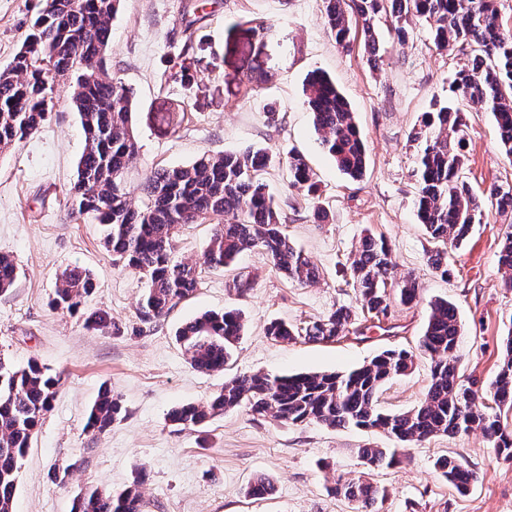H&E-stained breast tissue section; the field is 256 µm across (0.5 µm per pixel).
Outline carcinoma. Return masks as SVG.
Here are the masks:
<instances>
[{"mask_svg":"<svg viewBox=\"0 0 512 512\" xmlns=\"http://www.w3.org/2000/svg\"><path fill=\"white\" fill-rule=\"evenodd\" d=\"M36 19V32L0 70V153L38 131L51 107L47 103L48 76L43 61L68 74L73 82L72 102L85 137L77 165V180L70 190L71 210L106 226L103 243L116 264L134 271L144 281L138 302V319L155 326L180 301L200 285L201 268L222 269L253 248L263 249L274 268L288 279L308 285L319 278L310 256L284 233L287 216L262 180L274 161L266 149H246L202 157L189 165L155 167L144 178L141 204L132 203L125 174L138 147L132 120L133 93L118 79L92 78L88 62L96 46L111 42L112 20L120 0H44ZM327 30L336 46L349 47L353 27H361L364 51L373 65L381 62L376 21L390 19L388 34L403 46L411 38L412 24L426 23L439 50L450 44L469 51V64L456 72L448 93L451 99L433 105L415 128L411 139L419 147L416 170L418 192L415 207L419 221L440 248L427 254V263L443 277L448 249L459 247L482 218L485 201L496 210L512 212V189L492 186L482 197L463 180L466 139L462 113L452 98L462 96L492 113L502 150L512 160V34L503 29L497 0H322ZM196 49L193 22L183 29L185 56ZM305 96L313 114L319 144L338 170L356 181L366 170L367 151L355 122L351 103L323 71L311 73ZM161 130L177 134L190 120L186 108H167L154 115ZM279 161L288 168L290 186L311 200L319 198V186L305 157L290 151ZM215 225L202 263L174 259L176 236L187 224ZM498 264L512 271V231L500 240ZM352 288L361 310L373 317L387 316V293L393 268L390 249L382 239L364 238L349 265ZM19 277L14 258L0 253V293L12 288ZM96 290L90 271L64 270L51 298L54 309L74 314ZM418 283L410 276L398 283L400 302L416 299ZM88 327L119 334L121 325L107 312L96 310L85 317ZM357 336L355 312L339 306L299 331L279 321L266 326V335L281 342L299 336L313 343H335L347 329ZM237 310L206 312L185 322L177 333L190 365L204 373L221 371L244 333ZM455 304L446 299L430 303L427 323L417 350L388 348L368 363L340 373L272 375L244 373L231 378L211 398L174 408L169 421L185 429L203 426L217 415L230 412L241 402L258 416L279 422H316L330 428L379 430L403 444L422 443L436 435L460 436L480 431L497 454L512 456V432L501 423V412L512 410V333L491 383L495 408L478 401V381L461 379L455 352L461 336ZM430 362L431 382L424 401L399 413H387L378 405L379 391L390 379L402 376L414 364L416 354ZM61 384L35 360L24 365L0 354V512H13L22 461L31 447ZM123 405L109 387L103 388L91 406L86 428L98 434L121 418ZM370 468H391L401 462L396 448L358 449ZM435 467L460 491L473 485V473L452 457H441ZM274 484L256 478L247 494L264 499ZM356 504L355 512H376L385 490L362 481L334 486ZM141 494L135 485L120 492L89 487L78 493L72 512H142Z\"/></svg>","mask_w":512,"mask_h":512,"instance_id":"cac0c4a2","label":"carcinoma"}]
</instances>
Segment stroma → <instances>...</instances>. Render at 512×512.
Wrapping results in <instances>:
<instances>
[{"label":"stroma","mask_w":512,"mask_h":512,"mask_svg":"<svg viewBox=\"0 0 512 512\" xmlns=\"http://www.w3.org/2000/svg\"><path fill=\"white\" fill-rule=\"evenodd\" d=\"M186 1L122 0L113 21L107 70L133 89L136 105L139 152L127 175L130 198L142 200V178L158 165H186L248 147L277 154L296 149L316 174L328 223H314V202L290 187L285 165L273 164L263 179L288 217L286 233L318 264L321 278L293 283L263 250L254 249L224 270L202 271L194 295L161 323L139 330L137 275L115 265L101 224L70 215L68 191L84 135L69 86L56 84L42 128L0 154V252L13 255L20 270L15 287L0 294V353L18 364L38 360L62 376L20 470L14 512H70L79 488L116 490L136 480L144 512H354L348 500L330 492L340 478H362L385 489L379 512H512V458L495 454L477 431L409 445L398 466L370 470L357 450L391 447L379 431L286 424L243 407L197 430L169 422L172 408L204 401L238 374L344 372L382 349L413 347L437 298L458 307L459 372L477 379L482 389L494 380L502 342L512 331V289L504 286L512 274L499 267L497 257L512 213L486 208L462 245L449 250L453 275L446 279L426 262L433 243L413 205L416 148L409 135L434 101L447 99L468 53L436 49L420 24L405 46L383 42L375 67L360 44L338 50L320 0H190L196 6L199 63L184 82L173 74L182 63ZM42 7L43 0H0V69L12 62ZM255 17L276 23L275 35L255 39L248 30ZM315 69L327 72L352 104L368 149L362 180L345 177L318 145L303 96L304 80ZM165 72L170 79L164 83ZM248 79L259 90L250 98L242 90ZM172 104L184 106L191 119L169 136L152 115ZM271 105L280 111L276 126L265 116ZM458 107L468 145L464 179L478 193L494 182L512 187V162L500 150L491 112L466 100ZM367 235L387 242L395 278L410 274L419 285L414 303L391 307L387 321L398 325L397 335L373 327L365 339L349 336L332 344L266 336L270 321L300 328L339 305L355 304L356 293L346 284L348 259ZM73 266L88 269L97 288L83 312L68 314L54 310L50 300L57 275ZM241 274L254 278L242 294L234 286ZM227 308L243 312L245 332L223 371H196L176 330L204 312ZM97 309L108 311L123 333L88 328L85 315ZM429 384V365L417 358L408 375L384 385L379 404L387 412L412 409ZM105 385L121 397L125 413L98 434L85 424ZM446 455L476 473L468 493L436 471V460ZM75 460L81 466L66 482L52 481L55 466ZM261 475L272 479L275 490L255 500L247 488Z\"/></svg>","instance_id":"stroma-1"}]
</instances>
